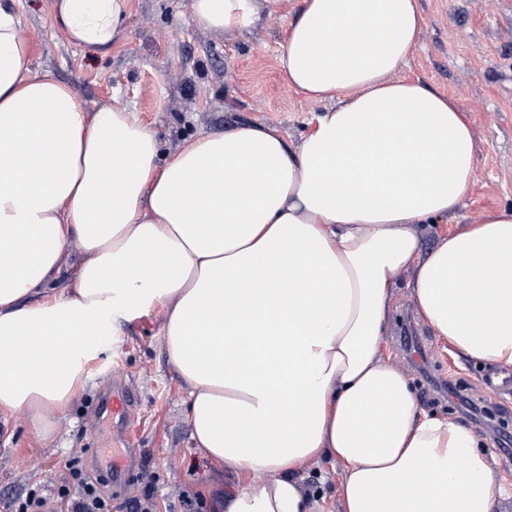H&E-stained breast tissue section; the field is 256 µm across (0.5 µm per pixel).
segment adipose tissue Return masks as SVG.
I'll return each instance as SVG.
<instances>
[{
  "label": "adipose tissue",
  "instance_id": "ef3b65f1",
  "mask_svg": "<svg viewBox=\"0 0 512 512\" xmlns=\"http://www.w3.org/2000/svg\"><path fill=\"white\" fill-rule=\"evenodd\" d=\"M278 0H192L212 31ZM128 0H54L69 42L111 47ZM417 0H300L278 61L327 102L291 148L277 130L205 134L172 157L126 108L88 111L30 68L0 0V417L49 432L84 391L86 354L165 312L195 448L247 477L217 512H313L299 474L344 466L343 512H494L507 494L472 431L427 414L380 345L403 273L423 321L465 357L512 366V211L423 250L456 214L477 143L452 98L394 74ZM66 291L53 278L70 244Z\"/></svg>",
  "mask_w": 512,
  "mask_h": 512
}]
</instances>
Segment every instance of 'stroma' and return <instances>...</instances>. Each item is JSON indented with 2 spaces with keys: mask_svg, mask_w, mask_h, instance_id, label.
I'll return each mask as SVG.
<instances>
[{
  "mask_svg": "<svg viewBox=\"0 0 512 512\" xmlns=\"http://www.w3.org/2000/svg\"><path fill=\"white\" fill-rule=\"evenodd\" d=\"M297 2L279 0L249 31L236 33L196 24L192 0H129L123 37L96 54L57 28L53 0H14V7L30 34L33 71L52 73L90 111L125 105L153 127L167 154L198 135L245 124L277 128L295 147L312 131L314 115L326 105L292 90L278 62ZM419 6L424 28L401 75L454 99L478 140L475 179L463 207L422 228V243L430 248L487 212L512 208V0H419ZM162 325L157 308L92 344L86 389L50 437L37 436L23 416L0 418L1 495L57 488L76 457L84 471L105 475L108 459L127 448L139 454L127 486L111 492L112 512H127L126 502L149 482L156 512H212V496L242 484L234 469L216 466L193 448L187 392L167 359ZM383 352L406 374L427 413L461 419L456 398L430 385L443 380L472 389L496 425L512 434V392L489 382L499 367L459 356L435 336L407 286L395 292ZM110 383L125 384L134 395L121 433L93 414ZM301 480L325 494V512H340L341 466L314 462Z\"/></svg>",
  "mask_w": 512,
  "mask_h": 512,
  "instance_id": "35a3bbf8",
  "label": "stroma"
}]
</instances>
